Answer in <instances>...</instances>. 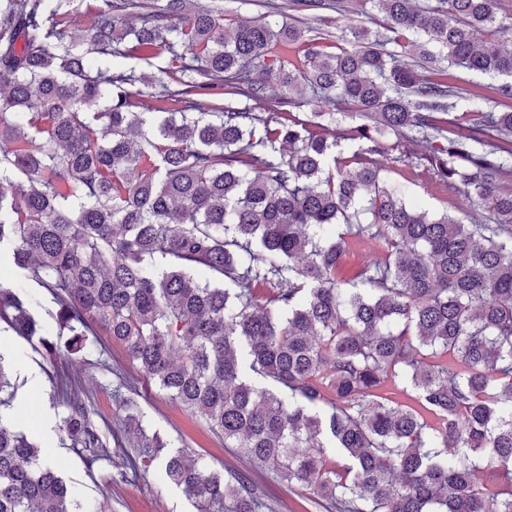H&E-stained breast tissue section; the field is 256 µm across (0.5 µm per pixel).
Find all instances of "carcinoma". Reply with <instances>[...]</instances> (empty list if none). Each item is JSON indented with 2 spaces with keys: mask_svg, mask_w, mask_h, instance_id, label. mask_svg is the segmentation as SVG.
I'll use <instances>...</instances> for the list:
<instances>
[{
  "mask_svg": "<svg viewBox=\"0 0 512 512\" xmlns=\"http://www.w3.org/2000/svg\"><path fill=\"white\" fill-rule=\"evenodd\" d=\"M371 3L380 28L350 20L344 47L265 18L227 28L223 6L195 0H0V249L56 294L68 337L47 352L76 364L87 332L105 331L225 447L314 503L512 512V52L490 36L512 29V4ZM163 53L164 78L110 64ZM451 69L499 79L493 105L460 111ZM304 100L332 111L305 122ZM350 106L363 122L327 135L319 118ZM419 141L468 223L381 175L379 159ZM369 241L382 257L342 281L346 252ZM0 318L39 327L2 282ZM12 397L0 359V405ZM67 405L72 447H106L82 400ZM125 420L196 512L268 508L246 474L164 451L131 406ZM0 512H75L40 447L2 424Z\"/></svg>",
  "mask_w": 512,
  "mask_h": 512,
  "instance_id": "carcinoma-1",
  "label": "carcinoma"
}]
</instances>
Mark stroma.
Returning <instances> with one entry per match:
<instances>
[{"label":"stroma","instance_id":"obj_1","mask_svg":"<svg viewBox=\"0 0 512 512\" xmlns=\"http://www.w3.org/2000/svg\"><path fill=\"white\" fill-rule=\"evenodd\" d=\"M341 3L342 11H328L326 18L303 16V26L328 25L333 43H345L350 37L349 19L371 11L372 5L370 0ZM0 281L17 287L42 326L41 335L21 336L0 320V361L17 387L12 403L0 408V424L40 441L45 459L58 468L72 490L77 512H195L192 500L167 482L161 460L134 462L137 437L125 424L127 400L137 405L145 426L159 433L169 447L186 449L207 470L245 473L271 512H326L307 500L301 489L281 484L269 470L225 447L202 418L189 415L149 383L105 332L89 338L79 366L64 357H50L42 341L58 338L53 293L17 271L6 255L0 257ZM73 393L105 436L107 451L99 458H92L88 449L72 447L60 429L67 414L66 398Z\"/></svg>","mask_w":512,"mask_h":512}]
</instances>
